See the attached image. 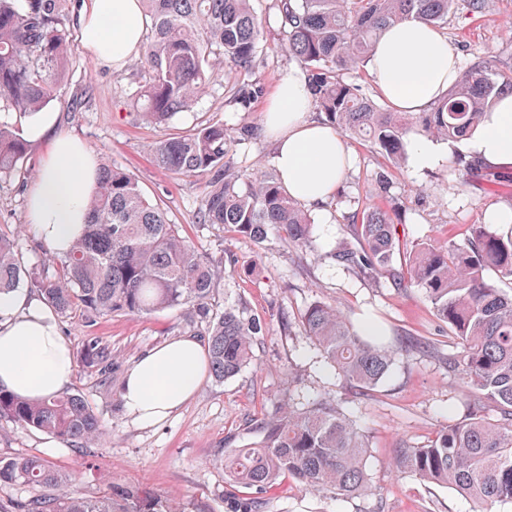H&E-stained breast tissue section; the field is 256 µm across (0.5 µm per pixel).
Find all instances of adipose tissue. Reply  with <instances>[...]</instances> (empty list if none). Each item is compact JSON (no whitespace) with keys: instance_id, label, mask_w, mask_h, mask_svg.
Returning a JSON list of instances; mask_svg holds the SVG:
<instances>
[{"instance_id":"adipose-tissue-1","label":"adipose tissue","mask_w":512,"mask_h":512,"mask_svg":"<svg viewBox=\"0 0 512 512\" xmlns=\"http://www.w3.org/2000/svg\"><path fill=\"white\" fill-rule=\"evenodd\" d=\"M142 0H88L79 12L85 50L104 65L125 68L144 39ZM464 69L438 29L409 19L383 30L368 63L369 77L383 100L400 112H426L445 98ZM308 79L300 68L284 71L264 113L274 142L273 165L281 186L307 206L335 194L351 162L333 126L311 115ZM59 115L39 112L27 130L29 142L47 143L45 160L30 192L27 217L54 255H66L87 221L96 185L92 153L77 138L58 133ZM478 159L512 166V95L487 109L469 140ZM208 372V347L184 335L142 354L127 370L120 399L135 423L150 427L191 400ZM74 373L70 342L54 310L38 294L13 288L0 292V388L41 400L63 392Z\"/></svg>"}]
</instances>
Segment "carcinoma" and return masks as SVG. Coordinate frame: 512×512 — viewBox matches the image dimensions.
I'll list each match as a JSON object with an SVG mask.
<instances>
[{
  "label": "carcinoma",
  "instance_id": "obj_1",
  "mask_svg": "<svg viewBox=\"0 0 512 512\" xmlns=\"http://www.w3.org/2000/svg\"><path fill=\"white\" fill-rule=\"evenodd\" d=\"M461 1L475 15L486 8L485 0H275V7L288 51L308 74L312 104L340 134L366 139L398 164L410 133L460 141L478 128L490 103L512 93V79L502 81L488 60L470 66L428 112H389L347 79L368 64L387 26L408 19L440 26ZM64 2L0 0V112L41 111L67 78L72 19ZM142 2L149 24L140 68L147 78L130 105L154 123L191 108L219 77V66L247 68L257 58L262 22L251 0ZM231 91L232 102L246 109L263 87L243 81ZM252 138L249 127L210 124L154 143L149 154L161 170L207 176L200 223L227 226L258 244L275 228L303 247L312 246L311 218L300 203L272 177H245L230 158L232 145ZM27 155V141L0 123V178L21 167ZM353 228L359 246L336 250V261L387 275L399 288L423 289L437 318L461 341V350L448 355V371L459 374L470 391L473 417L449 423L424 447L401 449L396 468L479 504L512 502V294L486 277L493 270L512 279V233L478 224L463 245H421L409 253L402 275L392 265L395 225L388 211L374 208ZM17 254L18 242L0 237V292L24 282L63 316L76 308L92 317L172 307L193 311L206 322L210 373L217 383L250 362L253 342L266 330L240 305L226 303L224 312H211L208 300L216 281L211 261L131 174L112 165L99 167L87 230L61 267L50 259L27 268ZM302 323L325 358L361 389L377 386L403 351L385 346L374 334L363 335L322 301L306 309ZM80 362L104 376L112 352L88 336ZM487 403L495 413L484 411ZM0 420L83 448L101 435L98 417L76 393L31 402L0 389ZM263 431L258 445L234 448L224 458L236 486L262 492L293 477L307 490L337 498L371 491L368 445L333 402H317L301 412L284 407ZM0 482L49 490L20 503L18 512H180L155 492L114 486L110 477L104 494L84 496L72 488L71 475L36 455L0 460Z\"/></svg>",
  "mask_w": 512,
  "mask_h": 512
}]
</instances>
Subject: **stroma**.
<instances>
[{
  "mask_svg": "<svg viewBox=\"0 0 512 512\" xmlns=\"http://www.w3.org/2000/svg\"><path fill=\"white\" fill-rule=\"evenodd\" d=\"M251 5L264 26L263 51L252 68L223 69L192 108L167 123L131 113L128 102L142 83L135 65L106 68L77 41L71 47L69 77L47 106L59 114L60 132L80 138L96 161L132 174L148 198L162 203L170 222L181 225L183 235L210 257L218 276L209 300L212 310L240 302L265 322L250 364L224 382L206 380L167 420L142 427L121 405L119 389L127 370L139 355L169 339L204 336L203 323L181 307L91 320L73 311L59 319L73 351H80L89 336L100 337L112 351L110 381L79 366L67 387L83 395L99 417L100 441L82 450L0 421V458L44 456L57 469L75 474L78 490L89 496L103 493L98 477L105 473L116 485L153 490L162 500L179 504L182 512H234V497L248 498L252 492L232 489L224 472L225 454L260 441L263 420L280 404L305 408L326 398L368 437L370 492L339 499L306 491L288 478L262 493V512H512V503L483 508L394 467L400 449L427 445L448 423L468 418V389L446 364L459 346L420 289L396 287L389 278L343 266L332 256L334 249L353 244V218L377 206L396 213L401 254L419 243H464L473 226L484 223L486 211L512 208V168L477 176L457 164L460 145L444 140L432 167L419 169L407 160L394 166L370 143L348 140L354 164L335 196L311 210L315 246L308 249L274 230L258 246L227 227L200 223L204 175L171 174L152 164L149 145L219 122L255 131L248 144L233 149L239 169L253 178L274 175L264 110L280 74L294 61L277 40L274 0H251ZM439 31L464 65L490 56L500 74L512 78V0H487L480 15L460 9ZM254 79L264 87L262 96L246 109L230 104V86ZM44 155V145H30L23 170L0 180V236L19 239V260L28 267L43 263L47 253L26 219L27 198ZM381 171L389 173L390 189L376 196L370 188ZM316 301L330 303L355 326L375 325L386 343L418 339L422 345L398 356L375 388L353 387L303 328L301 316Z\"/></svg>",
  "mask_w": 512,
  "mask_h": 512,
  "instance_id": "35a3bbf8",
  "label": "stroma"
}]
</instances>
